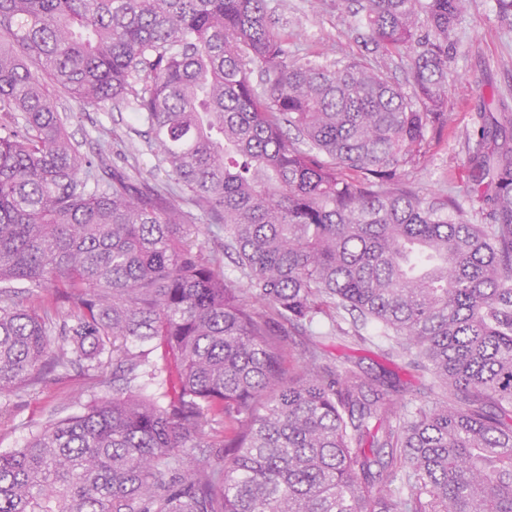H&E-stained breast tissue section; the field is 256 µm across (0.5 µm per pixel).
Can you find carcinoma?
<instances>
[{
	"label": "carcinoma",
	"mask_w": 512,
	"mask_h": 512,
	"mask_svg": "<svg viewBox=\"0 0 512 512\" xmlns=\"http://www.w3.org/2000/svg\"><path fill=\"white\" fill-rule=\"evenodd\" d=\"M359 13L365 44L412 60V90L295 59L266 0H0V395L106 360L115 387L0 454V512H512V113L468 139L463 191L491 223L453 219L405 169L449 126L466 0ZM59 97L129 108L179 191L81 156ZM196 210L238 275L204 256ZM345 311L433 397L403 414L399 382L313 344L286 373L290 331L343 333ZM210 448L224 471L193 466Z\"/></svg>",
	"instance_id": "1"
}]
</instances>
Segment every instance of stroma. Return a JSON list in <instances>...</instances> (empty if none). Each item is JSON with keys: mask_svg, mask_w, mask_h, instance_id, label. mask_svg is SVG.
<instances>
[{"mask_svg": "<svg viewBox=\"0 0 512 512\" xmlns=\"http://www.w3.org/2000/svg\"><path fill=\"white\" fill-rule=\"evenodd\" d=\"M275 30L289 37L303 61L330 64L362 57L365 48L357 36L359 18L347 0H266ZM457 45L448 58V110L453 122L430 152L406 175L427 198L445 200L458 189L468 166L467 139L478 112L512 107V22L496 14L495 0H469ZM66 131L81 155L111 152L113 167L129 171L140 191L169 185L156 147L144 136L145 124L123 107L110 104L79 110L68 99L58 101ZM344 335L331 331L328 322L316 325L315 343L335 366H351L367 381L390 376L403 387V402L411 405L427 396L426 377L420 371L384 354V338L372 325L356 327L345 315ZM83 386L91 399L112 396V368L70 369L40 385L0 396V453L24 447L48 416L76 413L68 402L71 388Z\"/></svg>", "mask_w": 512, "mask_h": 512, "instance_id": "35a3bbf8", "label": "stroma"}]
</instances>
